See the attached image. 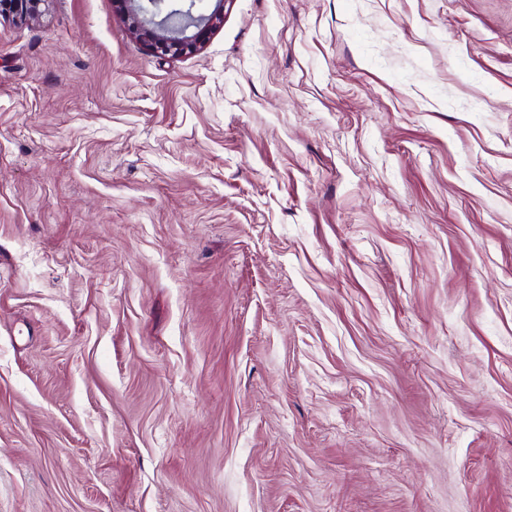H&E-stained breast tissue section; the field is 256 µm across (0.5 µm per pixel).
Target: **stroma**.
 <instances>
[{"label":"stroma","instance_id":"obj_1","mask_svg":"<svg viewBox=\"0 0 512 512\" xmlns=\"http://www.w3.org/2000/svg\"><path fill=\"white\" fill-rule=\"evenodd\" d=\"M0 512H512V0L0 17ZM128 30L162 55L179 56L201 50L208 34L224 21V0H212L209 13L192 0H119ZM180 2V3H167Z\"/></svg>","mask_w":512,"mask_h":512}]
</instances>
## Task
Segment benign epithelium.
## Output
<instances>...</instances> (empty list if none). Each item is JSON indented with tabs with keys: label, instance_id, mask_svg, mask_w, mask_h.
Listing matches in <instances>:
<instances>
[{
	"label": "benign epithelium",
	"instance_id": "7a95c632",
	"mask_svg": "<svg viewBox=\"0 0 512 512\" xmlns=\"http://www.w3.org/2000/svg\"><path fill=\"white\" fill-rule=\"evenodd\" d=\"M48 0H0L24 19H35ZM128 30L162 55L179 56L201 50L208 34L224 21V0H212L213 9L200 12L194 0H120Z\"/></svg>",
	"mask_w": 512,
	"mask_h": 512
}]
</instances>
